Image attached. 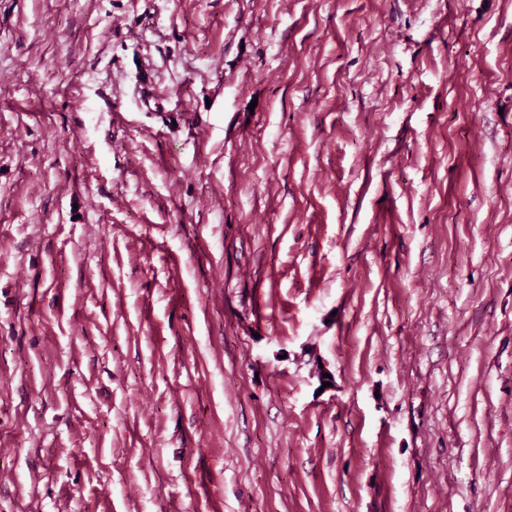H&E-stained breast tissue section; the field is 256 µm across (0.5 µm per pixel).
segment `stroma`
I'll list each match as a JSON object with an SVG mask.
<instances>
[{
    "label": "stroma",
    "mask_w": 512,
    "mask_h": 512,
    "mask_svg": "<svg viewBox=\"0 0 512 512\" xmlns=\"http://www.w3.org/2000/svg\"><path fill=\"white\" fill-rule=\"evenodd\" d=\"M0 512H512V0H0Z\"/></svg>",
    "instance_id": "35a3bbf8"
}]
</instances>
